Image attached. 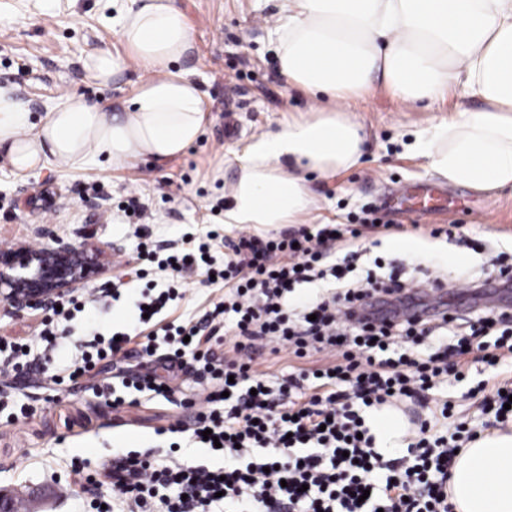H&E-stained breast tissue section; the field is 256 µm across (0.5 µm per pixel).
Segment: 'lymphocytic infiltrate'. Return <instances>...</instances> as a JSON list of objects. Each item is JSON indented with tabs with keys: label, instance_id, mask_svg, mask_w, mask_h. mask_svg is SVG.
<instances>
[{
	"label": "lymphocytic infiltrate",
	"instance_id": "f902f5d3",
	"mask_svg": "<svg viewBox=\"0 0 512 512\" xmlns=\"http://www.w3.org/2000/svg\"><path fill=\"white\" fill-rule=\"evenodd\" d=\"M358 235L350 224H313L228 241L213 229L202 241L183 236L181 249L164 255L140 243L141 268L120 271L106 296L119 300L129 277L143 278L149 265L164 274L168 286L135 300L133 321L119 339L90 342L68 376L45 371L46 388L55 400L67 382L118 405L121 397L97 381L100 362L127 353L160 356L163 375L137 377L131 388L162 396L168 377L191 371L200 407L191 428L177 423L170 430H190L194 442L218 448L224 463L213 468L178 459L175 443L163 464L128 453L95 472L107 489L99 498L107 512H451L448 473L465 442V426L456 425L446 437L420 424L406 448L410 463L400 468L374 451L363 411L429 393L440 378L458 375L457 361L465 355L491 367L511 359L512 327L505 315L492 313L402 321L354 317L353 308L374 294L403 291L370 275L349 278L348 264L333 262L335 247ZM220 245L228 251L219 265L210 253ZM190 273L213 277L223 296L204 319L160 320L169 303L184 298L179 283ZM318 281L327 282L329 294L290 299L294 285ZM57 303L40 327L51 345L58 322L96 300L89 293H68ZM226 334L234 338V354L223 358L215 348ZM429 336L439 352L404 350V343ZM259 340L298 358L331 350L336 361L276 384L247 360ZM247 448L267 454L244 464L240 457Z\"/></svg>",
	"mask_w": 512,
	"mask_h": 512
}]
</instances>
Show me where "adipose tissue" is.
<instances>
[{
    "instance_id": "1",
    "label": "adipose tissue",
    "mask_w": 512,
    "mask_h": 512,
    "mask_svg": "<svg viewBox=\"0 0 512 512\" xmlns=\"http://www.w3.org/2000/svg\"><path fill=\"white\" fill-rule=\"evenodd\" d=\"M272 33L289 88L318 103L239 156L225 223L271 229L319 210L306 175L358 165L367 131L350 103L377 81L410 105L433 103L451 88L480 99L479 110L423 128L417 154L448 182L484 193L512 188V0H282ZM119 38L124 53L92 54L84 67L105 86L133 65L149 72L122 111L74 95L33 124L14 89L0 85V152L15 171L51 160L80 168L96 156L115 165L163 161L198 140L203 94L188 73L171 69L195 45L174 0H132ZM365 424L379 454L405 447L410 424L399 408L372 407ZM449 471L453 512H512V428L469 442Z\"/></svg>"
}]
</instances>
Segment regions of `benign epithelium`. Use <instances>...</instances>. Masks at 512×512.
Returning a JSON list of instances; mask_svg holds the SVG:
<instances>
[{
	"label": "benign epithelium",
	"mask_w": 512,
	"mask_h": 512,
	"mask_svg": "<svg viewBox=\"0 0 512 512\" xmlns=\"http://www.w3.org/2000/svg\"><path fill=\"white\" fill-rule=\"evenodd\" d=\"M108 261L105 250L56 242L0 252V300L13 312L45 311L59 295L86 286Z\"/></svg>",
	"instance_id": "1"
}]
</instances>
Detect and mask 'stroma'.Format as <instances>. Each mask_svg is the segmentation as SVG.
<instances>
[{
    "mask_svg": "<svg viewBox=\"0 0 512 512\" xmlns=\"http://www.w3.org/2000/svg\"><path fill=\"white\" fill-rule=\"evenodd\" d=\"M126 0H0V84L14 86L31 119L62 104L72 94L104 107L131 98L146 75L130 69L119 85L103 87L89 79L85 58L92 53L122 51L119 15ZM196 38V49L180 60L199 84L205 98L207 122L199 139L182 156L158 162L138 160L121 167L91 163L81 168L48 165L26 174L17 173L0 159V250L19 244L45 246L50 238L71 244L93 243L105 248L110 270L135 263L138 241L129 232L122 210L129 196H137L150 213L147 232L160 246L183 235L205 236L212 225L223 224V210L239 170L237 155L260 133L288 118L308 112L313 101L289 89L279 72L271 39L272 17L278 0H176ZM234 105L238 132L224 136V110ZM478 100L453 90L430 106L408 107L382 83L356 104L355 115L368 129L369 138L357 167L336 176L310 175L309 184L321 199L310 224H357L368 209H375L382 232L364 231L349 240L358 259V274L373 272L382 280L404 283L419 280L425 286L441 282L453 308L512 310V294L497 302L477 296L464 280L478 276L496 282L492 259L512 255V189L495 194L452 184L426 172L421 157L406 150L413 131L439 122L460 109L479 108ZM98 184L99 197H80V190ZM418 184H432L445 192L448 214L414 212L390 202L392 193ZM456 219L462 238L432 236L433 228ZM399 224L404 234L421 242L419 250L394 247L388 227ZM223 294L222 288L202 284L200 275L188 278L183 300L169 305L167 320L199 318ZM129 300L106 301L77 313L64 323L62 345L47 347L54 367L66 370L95 334H110L129 320ZM326 353L298 359L287 352L257 347L253 364L271 381L329 362ZM157 360L136 357L118 360L101 378L125 402L120 406L76 390L47 400L44 377L35 370L0 379V390L26 395L30 414L14 420L12 408H0V487L15 489L18 499L27 492L51 489L41 512H91L93 485L75 483L71 463L77 459L97 467L134 450L150 454L156 462L167 459L175 437L167 427L175 419L191 416L197 386L192 376L171 380V399L128 389V380L154 372ZM512 384V361L497 367L483 364L469 369L463 381L448 380L428 403L406 402L416 418L434 428L465 422L483 434L495 424L483 413L474 391L492 395L497 386ZM452 407L442 418L440 402Z\"/></svg>",
    "mask_w": 512,
    "mask_h": 512,
    "instance_id": "obj_1",
    "label": "stroma"
}]
</instances>
